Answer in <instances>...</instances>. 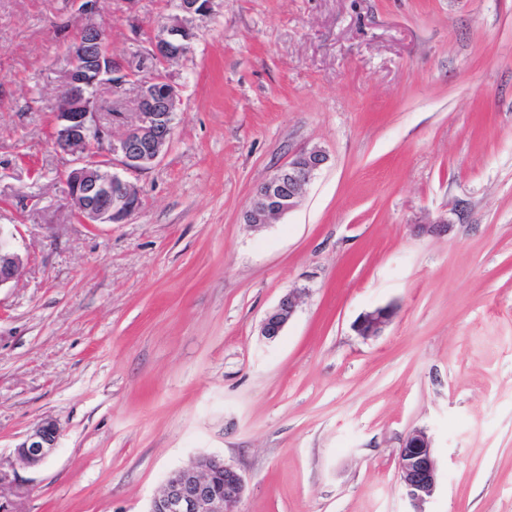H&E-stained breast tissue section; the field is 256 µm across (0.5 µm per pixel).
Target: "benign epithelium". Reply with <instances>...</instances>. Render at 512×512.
Here are the masks:
<instances>
[{
  "label": "benign epithelium",
  "instance_id": "7a95c632",
  "mask_svg": "<svg viewBox=\"0 0 512 512\" xmlns=\"http://www.w3.org/2000/svg\"><path fill=\"white\" fill-rule=\"evenodd\" d=\"M215 0H177L180 15L161 24L162 33L148 43L137 63L115 55L99 24L89 22L79 41L71 45V68L63 75V93L55 112L54 147L73 157L65 175L66 200L80 224H116L139 204L136 186L110 170L111 160L125 170H145L165 153L173 135V116L180 103V87L159 66L191 51L195 33L190 22L210 13ZM138 77L139 94L135 120L119 117L122 132L100 124L94 91L102 84L121 88ZM328 161L319 147L307 148L292 157L254 191L244 211L243 223L261 228L295 210L306 187ZM13 234L0 225V288L20 273L23 261L11 245ZM300 294L293 289L281 297L260 325V336L276 340L296 313ZM394 317L389 306L377 307L356 320L358 336L381 335ZM59 438L53 420L37 424L17 446L20 460L29 467L48 462ZM398 472L406 498L414 512L435 490L436 461L431 441L415 430L404 441ZM224 478V491L217 488ZM245 492L243 476L224 459L200 456L172 471L148 512H235Z\"/></svg>",
  "mask_w": 512,
  "mask_h": 512
}]
</instances>
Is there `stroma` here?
<instances>
[{"label":"stroma","instance_id":"obj_1","mask_svg":"<svg viewBox=\"0 0 512 512\" xmlns=\"http://www.w3.org/2000/svg\"><path fill=\"white\" fill-rule=\"evenodd\" d=\"M174 5L0 0V225L25 259L0 288V512H147L201 455L243 475L236 512H410L417 429L424 512H512V0H215L168 67L165 155L127 175L138 208L76 223L50 139L70 47L92 19L136 59ZM96 102L133 120L136 86ZM313 146L298 208L244 224ZM45 419L57 449L26 467ZM300 300V294L297 290H289L281 297L278 304L271 309L260 325V336L266 341H275L288 325L296 313ZM393 317L394 310L391 307H377L359 316L354 324V330L358 336L364 339L380 336ZM59 438L58 424L53 420L37 424L16 447L20 460L29 467H38L48 462ZM398 472L406 498L422 512L421 506L436 486L437 467L431 441L424 430H415L404 441L399 457Z\"/></svg>","mask_w":512,"mask_h":512}]
</instances>
